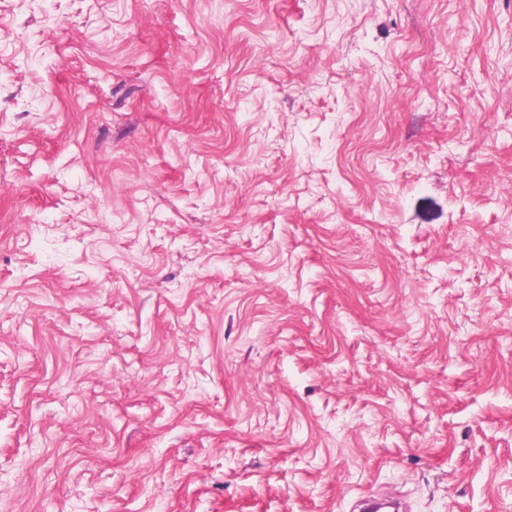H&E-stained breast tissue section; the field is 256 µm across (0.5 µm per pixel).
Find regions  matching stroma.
Wrapping results in <instances>:
<instances>
[{
  "label": "stroma",
  "mask_w": 512,
  "mask_h": 512,
  "mask_svg": "<svg viewBox=\"0 0 512 512\" xmlns=\"http://www.w3.org/2000/svg\"><path fill=\"white\" fill-rule=\"evenodd\" d=\"M512 512V0H0V512Z\"/></svg>",
  "instance_id": "obj_1"
}]
</instances>
